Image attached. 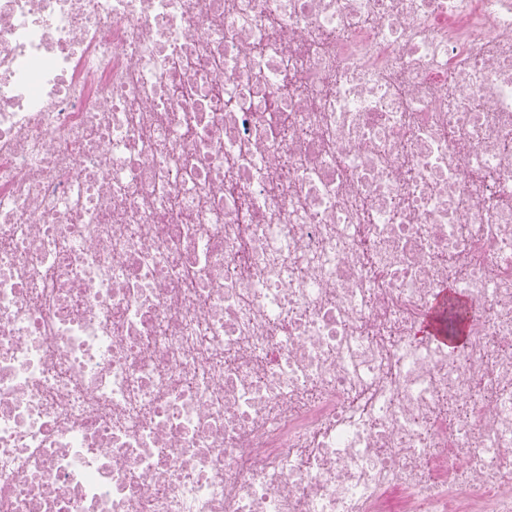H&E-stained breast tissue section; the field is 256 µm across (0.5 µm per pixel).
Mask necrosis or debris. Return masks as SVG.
I'll return each mask as SVG.
<instances>
[{
	"mask_svg": "<svg viewBox=\"0 0 512 512\" xmlns=\"http://www.w3.org/2000/svg\"><path fill=\"white\" fill-rule=\"evenodd\" d=\"M0 512H512V0H0ZM448 296L447 288L442 289L439 302L441 303ZM448 304V305H447ZM470 309L457 300L455 295H449L448 301L445 304L444 309V322L447 328L448 336H457V333L461 331V327L467 321ZM464 332L466 335V323L464 325Z\"/></svg>",
	"mask_w": 512,
	"mask_h": 512,
	"instance_id": "1",
	"label": "necrosis or debris"
}]
</instances>
